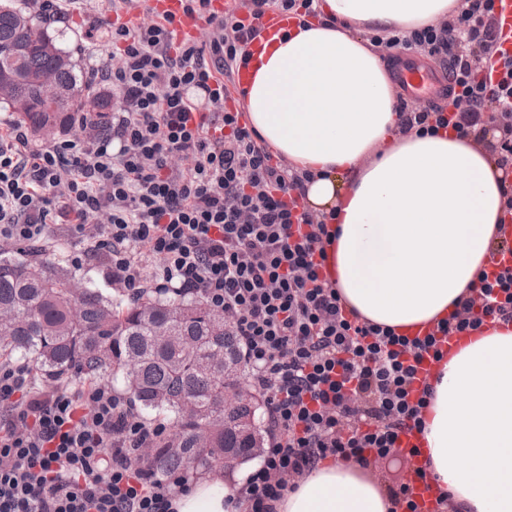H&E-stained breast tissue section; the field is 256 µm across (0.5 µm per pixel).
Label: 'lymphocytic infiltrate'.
I'll return each mask as SVG.
<instances>
[{
    "label": "lymphocytic infiltrate",
    "instance_id": "f902f5d3",
    "mask_svg": "<svg viewBox=\"0 0 512 512\" xmlns=\"http://www.w3.org/2000/svg\"><path fill=\"white\" fill-rule=\"evenodd\" d=\"M318 2L242 0V20L184 0L208 34L183 41L169 19L111 24V63L91 72L112 89L107 129L83 115L78 134L37 145L20 123L0 127L1 243L42 248L67 224L129 299L198 294L230 319L267 408L268 445L239 490L246 512H275L321 460L366 469L395 452L404 430L424 428L433 387L414 388L421 359H442L441 337L512 323V265L482 271L421 338L354 314L324 275L330 217L304 203L314 173L224 105L262 18L313 16ZM496 2L461 0L447 20L370 42L447 73L442 101L398 98L400 135L451 129L512 169V55ZM164 432L108 384L39 386L29 366L0 361V512H174L186 479L134 460Z\"/></svg>",
    "mask_w": 512,
    "mask_h": 512
}]
</instances>
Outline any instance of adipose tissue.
<instances>
[{
    "instance_id": "1",
    "label": "adipose tissue",
    "mask_w": 512,
    "mask_h": 512,
    "mask_svg": "<svg viewBox=\"0 0 512 512\" xmlns=\"http://www.w3.org/2000/svg\"><path fill=\"white\" fill-rule=\"evenodd\" d=\"M458 0H321L319 19L263 38L243 86L250 127L315 172L306 201L332 215L331 281L366 320L412 334L446 318L485 266L506 173L454 132L398 137L396 89L371 28L447 18ZM421 451L455 512H512V324L483 327L432 378ZM197 482L176 512H232ZM368 470L332 461L279 512H389Z\"/></svg>"
}]
</instances>
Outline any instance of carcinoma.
<instances>
[{
  "label": "carcinoma",
  "mask_w": 512,
  "mask_h": 512,
  "mask_svg": "<svg viewBox=\"0 0 512 512\" xmlns=\"http://www.w3.org/2000/svg\"><path fill=\"white\" fill-rule=\"evenodd\" d=\"M2 104L42 137L83 112L104 127L112 112V100L76 72L60 37L23 0H0ZM211 312L198 295L131 301L76 277L60 258L28 263L0 248V356L33 367L40 385L110 381L143 417H164L163 442L139 454L161 477L222 470L226 448L245 463L265 442L241 342L233 329L212 326ZM226 358L237 366L228 382ZM226 390L235 392L228 407ZM187 401L195 412L184 413Z\"/></svg>",
  "instance_id": "1"
}]
</instances>
